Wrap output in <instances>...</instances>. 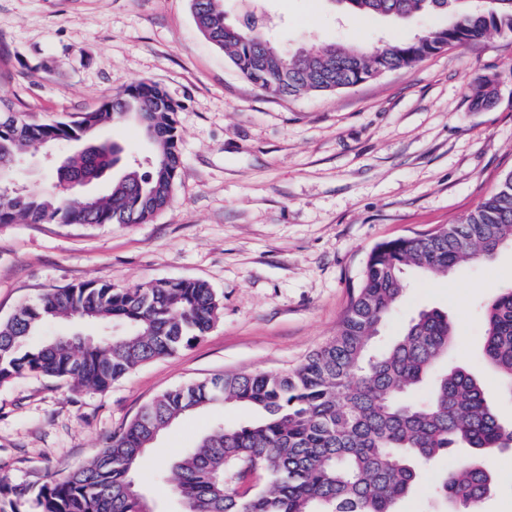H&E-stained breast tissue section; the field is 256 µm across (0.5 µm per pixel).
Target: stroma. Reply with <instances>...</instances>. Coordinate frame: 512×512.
Here are the masks:
<instances>
[{
    "instance_id": "1",
    "label": "stroma",
    "mask_w": 512,
    "mask_h": 512,
    "mask_svg": "<svg viewBox=\"0 0 512 512\" xmlns=\"http://www.w3.org/2000/svg\"><path fill=\"white\" fill-rule=\"evenodd\" d=\"M294 51L378 46L446 26L449 12L362 18L329 0H257ZM497 95L471 106L470 81ZM141 81L179 106L174 201L145 224H0V320L55 288L106 277L119 288L208 282L224 312L200 340L106 390L31 374L0 382V479L41 485L87 465L159 393L224 372H287L327 342L379 243L423 235L473 210L512 172V33L429 56L351 88L271 97L197 31L189 0H0V100L49 124L98 111ZM387 345L427 308L456 339L442 368L466 366L504 422L482 358V313L512 285V247L448 276L404 274ZM220 407L184 417L144 459L154 512H178L164 477Z\"/></svg>"
}]
</instances>
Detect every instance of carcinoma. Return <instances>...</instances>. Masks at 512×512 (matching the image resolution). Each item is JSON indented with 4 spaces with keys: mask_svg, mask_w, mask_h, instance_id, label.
<instances>
[{
    "mask_svg": "<svg viewBox=\"0 0 512 512\" xmlns=\"http://www.w3.org/2000/svg\"><path fill=\"white\" fill-rule=\"evenodd\" d=\"M223 0H191L194 24L224 51L241 75L273 96L345 89L364 78L412 67L489 30L512 33V0H343L362 16L407 17L454 7L456 20L413 39L364 50L326 43L288 52L252 21H227ZM494 94L485 77L474 83L473 105ZM159 85L139 82L78 122L29 123L0 114V223L144 224L174 197L182 159L175 114ZM133 121L152 146L144 170L102 140L105 125ZM80 143L56 168L50 188L18 187L11 175L32 148ZM103 193L75 196L113 169ZM512 245V173L455 224L426 236L377 245L336 335L290 373H225L169 389L145 404L89 465L37 488L0 480V512H153L135 473L162 431L182 417L216 405L254 411L248 422L219 419L168 468L182 512H398L423 467L440 456L466 458L436 481L434 495L459 512H482L492 492V461L512 450V425L499 419L481 381L467 368L438 371L453 326L438 308L421 311L382 350L379 327L404 293L402 274L414 268L445 276L491 259ZM224 304L204 281L171 279L117 288L104 278L48 292L0 321V381L39 374L78 389L103 391L142 364L171 355L204 336ZM57 321L93 327L90 344L73 334L47 336ZM482 357L512 399V285L484 310ZM426 386V398H412Z\"/></svg>",
    "mask_w": 512,
    "mask_h": 512,
    "instance_id": "obj_1",
    "label": "carcinoma"
}]
</instances>
